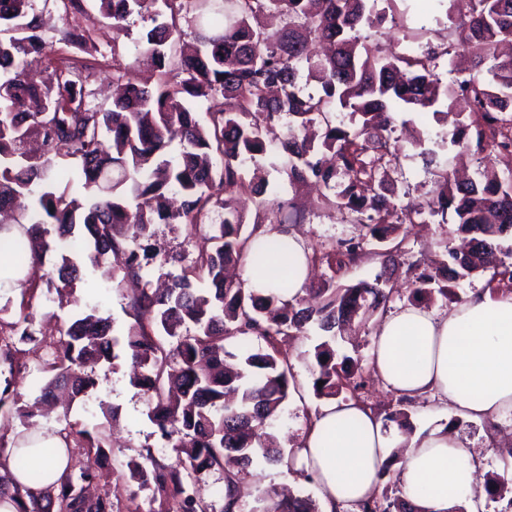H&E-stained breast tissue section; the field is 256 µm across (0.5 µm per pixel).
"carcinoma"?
I'll return each mask as SVG.
<instances>
[{
	"label": "carcinoma",
	"mask_w": 512,
	"mask_h": 512,
	"mask_svg": "<svg viewBox=\"0 0 512 512\" xmlns=\"http://www.w3.org/2000/svg\"><path fill=\"white\" fill-rule=\"evenodd\" d=\"M158 0H99L100 17L110 21L113 42L133 15L147 16L153 27L144 52L160 73L157 85L123 82L122 62L112 48L118 90L108 108L85 99L87 76L76 67L53 68L42 83L28 78L33 64L47 57V42L33 0H0V210L13 211L20 237L3 250L4 264L28 267L35 281L47 255L57 256L61 288L80 280V269L99 265L108 253L125 262L112 282H139L146 264L133 244L150 236L160 222L184 223L200 230V218L211 207L224 210L213 225L215 245L194 264L172 277L163 291L140 288L127 307L126 351L133 367L131 385L148 396L150 420L162 439L172 444L178 465L152 461L147 467L127 464L128 473L114 477V487L133 481L152 489L154 512H319L306 495L257 500L245 510L238 484L251 469L285 459L267 428L288 399L293 377L278 357L275 341L313 322L323 332L314 346L313 390L332 398L357 391L379 379L348 356L337 358L336 335L368 312L385 308L393 289L381 270L374 283L322 282L316 307L297 308L270 288L258 291L225 277L229 265L265 260L268 237L283 233L288 217L273 215L266 228L245 234L229 195L244 187L242 163L266 151V129L281 114L291 119L281 142L290 182L314 181L325 203L367 229L357 238L340 240L323 257L341 267L364 255V242H386L400 225L413 223L421 209L401 208L387 198L384 182L374 185L376 163L396 158L389 137L399 112H439L444 106L462 117L452 143L461 145L469 124L478 127L477 147L485 132L491 145L506 149L496 135L504 115L512 113V56L498 48L512 41V0H448L447 16L455 42L436 53L408 57L383 54L361 39L359 28L371 23L375 0H163L170 20L160 22L153 10ZM278 13L300 19L277 37L264 36L258 17ZM201 30V46L182 42L174 19L178 14ZM67 40L81 49L89 29L77 24ZM472 54L475 68L461 72L451 84L434 73L436 60L454 50ZM320 84L317 96L304 94L299 80ZM238 99L236 112L210 113L204 126L190 105L215 95ZM346 112L348 130L329 115ZM322 122L323 139L314 145L300 130ZM177 136L178 159L167 147ZM75 160L74 175L84 193L73 197L53 183L61 150ZM376 153L369 162L366 150ZM227 198H222V195ZM430 214H452L456 232L471 235L472 248L459 253L443 241L450 262L431 270L413 264L408 302L427 307L436 295L448 297V284L461 278L488 276L487 285L512 293V263L499 240L512 227V166L499 173L482 172L463 181L445 174L428 204ZM50 370L54 378L34 402L20 405L10 386L0 392V409L11 404L24 424L64 384L71 400L94 388L89 371L118 358L119 339L110 318L86 306L62 332ZM266 347L255 348L252 339ZM227 339H240L239 352L224 349ZM324 385H318V382ZM105 424L64 435L83 445L85 458L72 460L47 488L35 493L0 474V498L8 495L18 512H114L112 496L89 497L86 485L109 477L103 471ZM16 465L32 482L44 478L26 448L12 449ZM388 459L380 473V491L357 503L360 512H420L405 496H388ZM216 473L221 492L215 499L201 492L202 476ZM489 497L512 494V480L499 474L485 485ZM177 504L171 510L170 503Z\"/></svg>",
	"instance_id": "1"
}]
</instances>
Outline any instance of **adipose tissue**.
Segmentation results:
<instances>
[{"mask_svg":"<svg viewBox=\"0 0 512 512\" xmlns=\"http://www.w3.org/2000/svg\"><path fill=\"white\" fill-rule=\"evenodd\" d=\"M278 264L288 272L279 285L268 266L247 262L242 278L249 288H278L285 299L299 296L309 269L304 244L292 233L273 235ZM374 363L389 392L415 399L437 395L462 415L488 420L512 415V294L483 293L448 315L416 306L390 314L379 328ZM395 441L370 411L352 402L328 405L304 435L299 461L319 487L322 512L368 498L378 488V471ZM395 468L409 500L423 512H448L474 498L479 463L464 457L462 444L437 427L415 436Z\"/></svg>","mask_w":512,"mask_h":512,"instance_id":"ef3b65f1","label":"adipose tissue"}]
</instances>
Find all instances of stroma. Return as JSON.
Here are the masks:
<instances>
[{
    "label": "stroma",
    "instance_id": "obj_1",
    "mask_svg": "<svg viewBox=\"0 0 512 512\" xmlns=\"http://www.w3.org/2000/svg\"><path fill=\"white\" fill-rule=\"evenodd\" d=\"M82 6V13L77 14L65 7L62 0H34V9L45 23L44 37L51 46L48 57L39 62L35 70L38 77L43 78L54 66L64 62L83 66L90 74L85 86L87 100L90 104L100 105L112 88L113 56H120L128 80L139 82L149 77L140 41L151 22L137 15L130 16L124 32L117 37L106 21L98 20L97 0H82ZM446 10L445 0H378L377 11L385 20L372 27H363L361 36L386 53L401 52L406 43L414 44L422 53L430 49L439 51L448 44ZM77 23L90 28L92 44L88 49L75 48L62 39L63 31ZM288 122V116H281L268 135L266 153L244 163L246 186L236 193L234 204L248 230L254 225L266 224L273 212L300 210L301 219L289 224V231L299 236L308 249L325 252L338 240L362 234L363 229L341 212L326 206L313 184L289 181L278 148L288 130ZM455 128L456 116L452 113L398 114L389 138L392 148L398 152L399 161L386 168L389 179L397 188V206L426 205L440 176L449 168L470 173L484 169L502 170V160L493 149L478 152L451 145ZM426 152L434 156L432 165L423 162L422 155ZM257 173L266 182V206L262 209L257 208L248 188L249 181ZM218 221V213H210L196 233L188 231L182 224L153 225L151 242L167 255L169 262L149 264L144 270L145 281L156 284L159 277L180 274L183 267L192 265L199 252L207 247L206 235ZM452 231V225L422 214L415 217L413 223L403 224L385 244H370L368 255L357 263L340 269L320 260L312 263L310 280L314 283L330 278L339 283L373 282L381 268L380 251H393L394 262L387 270L396 291L388 309L397 310L406 305L409 296L413 276L410 263L422 257L441 258L440 242L449 238ZM54 262V256H47L35 286L24 284L0 290V323L9 325L26 316L31 319L35 333L34 341L30 342L21 339L18 333L6 332L7 341L16 349L14 373L10 380L0 379V389L12 386L21 401L28 403L39 396L50 377L44 365L53 359L54 341L59 340L61 332L85 305L98 306L103 316L111 318L117 337H124L131 322L125 311L126 289L112 285V256H104L98 268L86 270L69 298L63 300L56 292ZM318 336L316 325L310 324L303 333L280 337L277 343L279 356L288 363L297 384L296 391L282 405L270 426L284 449L299 447L315 417L329 404L328 399L316 398L312 390L313 347ZM131 372V360L125 354L112 363L96 366L93 373L96 385L87 397L69 407L56 406L49 417H33L29 427L56 433L69 425L77 430L90 429L102 422V408L111 407L117 413V420L111 429L106 468L112 469L131 460L141 463L150 454L161 462L175 463V452L164 446L156 426L146 415V395L130 383ZM456 434L470 455L481 458L483 472H504L512 478V469H505L501 455L504 437L512 435V416L500 418L494 429L486 422L466 419ZM281 487L291 488L300 495L315 497L319 494L317 482L306 481L295 468L281 463L252 470L244 480V500L255 503L270 489Z\"/></svg>",
    "mask_w": 512,
    "mask_h": 512
}]
</instances>
